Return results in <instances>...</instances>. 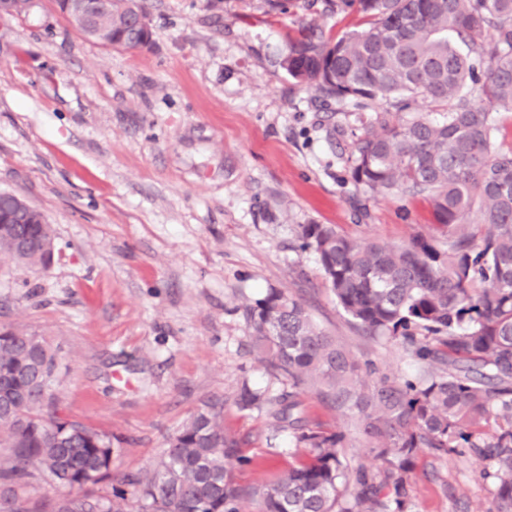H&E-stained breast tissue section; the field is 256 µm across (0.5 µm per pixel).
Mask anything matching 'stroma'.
Returning <instances> with one entry per match:
<instances>
[{
    "mask_svg": "<svg viewBox=\"0 0 512 512\" xmlns=\"http://www.w3.org/2000/svg\"><path fill=\"white\" fill-rule=\"evenodd\" d=\"M151 47L86 40L34 0L0 18V191L53 225L47 270L0 258V324L45 336L53 391L73 420L111 434L113 479L151 471L208 401L265 489L295 450L268 411L234 403L242 382L282 391L253 348L243 312L270 288L302 301L336 342L392 378L429 370L393 340L356 329L336 304L302 224L400 245L441 241L421 196L357 194L350 143L374 106L323 99L277 59L306 24L336 39L361 28L323 0H147ZM307 416L343 430L351 464L371 451L349 416L314 390ZM489 462L425 448L408 512H489Z\"/></svg>",
    "mask_w": 512,
    "mask_h": 512,
    "instance_id": "stroma-1",
    "label": "stroma"
}]
</instances>
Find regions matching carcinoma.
Returning a JSON list of instances; mask_svg holds the SVG:
<instances>
[{"label":"carcinoma","mask_w":512,"mask_h":512,"mask_svg":"<svg viewBox=\"0 0 512 512\" xmlns=\"http://www.w3.org/2000/svg\"><path fill=\"white\" fill-rule=\"evenodd\" d=\"M77 29L93 28L114 49L147 47L143 0H111L86 17L52 0ZM364 26L337 39L315 31L278 60L299 86L338 102L380 105L352 144L348 181L374 195L427 197L444 247L417 237L392 246L301 224L303 250L315 252L337 306L365 335L388 337L441 365L425 381L386 376L372 384L360 364L321 330L299 300L271 288L245 307L253 348L289 390L270 397L243 382L242 411L272 408L302 459L263 493L259 512H406L421 449L472 453L492 462L494 507L512 512V148L498 143V117L512 112V0H324ZM492 33L490 57L483 42ZM423 98L440 119L411 112ZM0 255L47 269L55 252L50 224L34 223L17 196L0 195ZM55 355L40 334L0 327V512H44L21 496L32 481L63 491L51 512H242L249 491L237 471L253 459L224 432L221 406L199 408L169 439L150 476L112 480V436L61 414L52 390ZM312 387L354 417L380 466L349 468L346 435L313 424L300 394ZM492 420L496 431L475 426Z\"/></svg>","instance_id":"obj_1"}]
</instances>
